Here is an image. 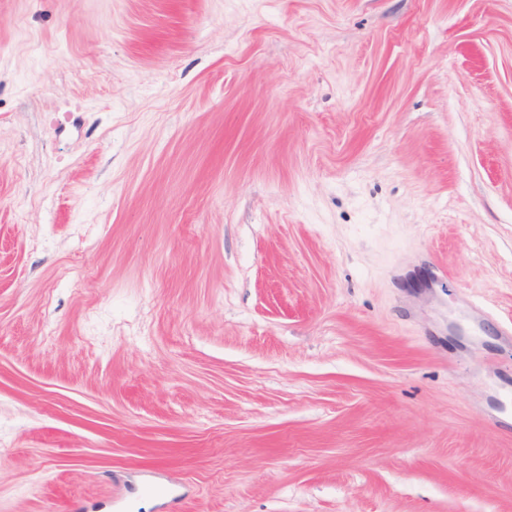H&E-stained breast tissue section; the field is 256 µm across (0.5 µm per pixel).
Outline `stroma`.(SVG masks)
Wrapping results in <instances>:
<instances>
[{"label": "stroma", "instance_id": "stroma-1", "mask_svg": "<svg viewBox=\"0 0 512 512\" xmlns=\"http://www.w3.org/2000/svg\"><path fill=\"white\" fill-rule=\"evenodd\" d=\"M512 0H0V512H512Z\"/></svg>", "mask_w": 512, "mask_h": 512}]
</instances>
